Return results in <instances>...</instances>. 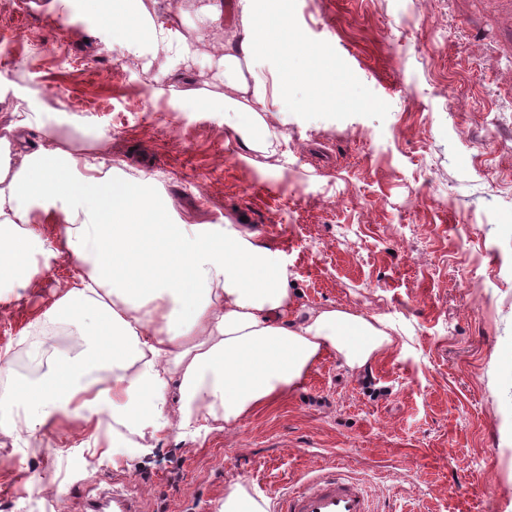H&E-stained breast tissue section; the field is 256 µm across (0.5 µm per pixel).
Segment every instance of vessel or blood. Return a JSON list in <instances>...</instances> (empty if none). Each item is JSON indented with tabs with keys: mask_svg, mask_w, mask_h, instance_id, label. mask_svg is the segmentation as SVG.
Returning a JSON list of instances; mask_svg holds the SVG:
<instances>
[{
	"mask_svg": "<svg viewBox=\"0 0 512 512\" xmlns=\"http://www.w3.org/2000/svg\"><path fill=\"white\" fill-rule=\"evenodd\" d=\"M272 512H373L365 491L339 471L320 470L277 496Z\"/></svg>",
	"mask_w": 512,
	"mask_h": 512,
	"instance_id": "1",
	"label": "vessel or blood"
}]
</instances>
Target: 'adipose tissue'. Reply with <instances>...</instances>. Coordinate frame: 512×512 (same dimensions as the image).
Instances as JSON below:
<instances>
[{
	"instance_id": "1",
	"label": "adipose tissue",
	"mask_w": 512,
	"mask_h": 512,
	"mask_svg": "<svg viewBox=\"0 0 512 512\" xmlns=\"http://www.w3.org/2000/svg\"><path fill=\"white\" fill-rule=\"evenodd\" d=\"M255 2L238 0V25L228 34L222 0H183L182 14L199 21L189 41L160 0L80 5L107 32L115 16L134 19L123 48L143 70L173 56L215 61L224 90L214 100L259 125L288 87L260 78L256 59L278 48L291 22L270 21ZM40 121L36 110L20 111L0 129V282L21 279L28 248L39 241L34 204L61 207V246L81 272L34 327L93 317L99 336L112 340V383L99 389L78 373L98 342L89 337L73 364L50 369L29 394L0 392V414L12 425L34 433L59 417L90 423L105 412L128 437L127 455L142 456L163 433L192 435L216 423L236 428L299 387L326 354L358 370L396 346L392 327L379 317L339 306L299 311L280 255L259 231L163 223L159 198L114 182L102 164L65 151L53 130H44V145L27 149L24 132ZM250 126L236 130L242 148L275 154L277 135L258 137ZM170 402L177 409L172 420L165 414Z\"/></svg>"
}]
</instances>
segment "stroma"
Wrapping results in <instances>:
<instances>
[{
  "label": "stroma",
  "mask_w": 512,
  "mask_h": 512,
  "mask_svg": "<svg viewBox=\"0 0 512 512\" xmlns=\"http://www.w3.org/2000/svg\"><path fill=\"white\" fill-rule=\"evenodd\" d=\"M0 0V77L42 109L64 150L106 161L170 202L172 224L245 218L279 251L300 304L376 315L390 352L358 371L326 356L232 430L163 438L120 466L90 458L112 420L0 429V512H85L123 489L141 512H218L229 487L268 500L337 467L378 512H512V11L503 0H265L296 31L267 115L281 142L242 159L234 126L169 81L144 80L80 7ZM350 194L336 205L339 192ZM62 214L36 225L39 272L0 288V389L35 386L84 346L77 323L27 335L73 284Z\"/></svg>",
  "instance_id": "obj_1"
}]
</instances>
